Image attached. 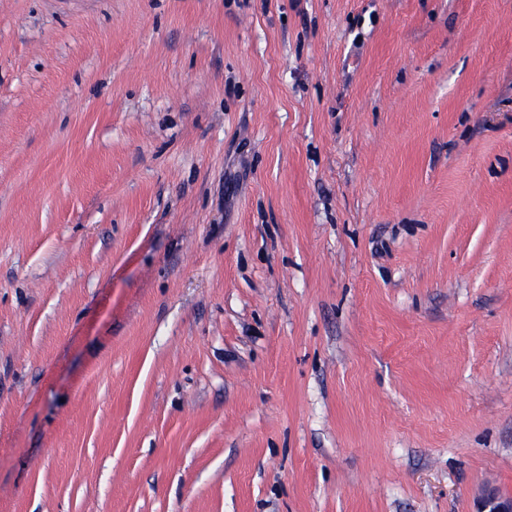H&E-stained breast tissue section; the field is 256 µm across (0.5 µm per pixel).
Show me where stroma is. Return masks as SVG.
<instances>
[{
    "mask_svg": "<svg viewBox=\"0 0 512 512\" xmlns=\"http://www.w3.org/2000/svg\"><path fill=\"white\" fill-rule=\"evenodd\" d=\"M512 495V0H0V512Z\"/></svg>",
    "mask_w": 512,
    "mask_h": 512,
    "instance_id": "stroma-1",
    "label": "stroma"
}]
</instances>
